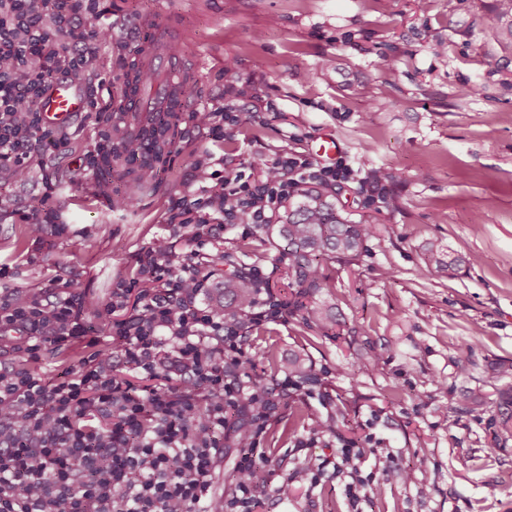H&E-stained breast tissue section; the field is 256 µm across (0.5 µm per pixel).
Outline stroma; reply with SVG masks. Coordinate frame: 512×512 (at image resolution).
I'll list each match as a JSON object with an SVG mask.
<instances>
[{"instance_id":"stroma-1","label":"stroma","mask_w":512,"mask_h":512,"mask_svg":"<svg viewBox=\"0 0 512 512\" xmlns=\"http://www.w3.org/2000/svg\"><path fill=\"white\" fill-rule=\"evenodd\" d=\"M493 3L168 0L197 64L188 86L197 107L231 105L252 112L251 123L217 144L180 117L151 180L136 183L141 162L122 156L103 188L97 174L76 171L96 133L74 116L57 161L63 224L39 246L25 225L0 221V289L109 300L116 283L137 280L143 249L171 242L169 204L204 147L235 172L260 157L316 154L332 136L353 166L392 174L394 204L363 207L353 186L337 197L345 215L379 231L354 262L324 265L329 286L313 300L331 307L334 334L308 338L285 316L244 342L251 379L283 378L261 361L268 349L283 363L306 358L318 379L316 396L291 394L307 413L296 438L260 440L274 481L307 474L269 498L267 512H512V430L502 426L512 417V376L501 374L512 366V53L483 25ZM154 5L112 0L98 21L108 47L96 74L111 78L112 97L140 44L135 20ZM475 85L479 94L468 95ZM129 194L132 205L113 211V199ZM430 242L473 261L452 278L426 274ZM284 245L264 230L225 227L224 266L262 267L287 299ZM91 354L78 340L42 349L31 366L54 377ZM370 357L376 366L360 371ZM328 420L334 433L320 429ZM368 420L378 442L364 452L369 482L355 505L349 475L330 461ZM308 436L314 446L297 448Z\"/></svg>"}]
</instances>
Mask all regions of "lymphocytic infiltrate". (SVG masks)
<instances>
[{"label":"lymphocytic infiltrate","mask_w":512,"mask_h":512,"mask_svg":"<svg viewBox=\"0 0 512 512\" xmlns=\"http://www.w3.org/2000/svg\"><path fill=\"white\" fill-rule=\"evenodd\" d=\"M102 0H0V181L37 174L38 202L9 216L35 242L58 233L52 166L35 156L64 154L65 137L49 139L42 109L52 85L75 82L98 130L82 168L112 147L118 114L103 84L89 77L104 34ZM358 182L364 206L385 203L379 175L358 177L346 158L326 165L295 152L251 162L249 172L224 173L196 162L167 222L179 246L139 257L147 288L113 289L109 302L52 292L20 300L0 293V341L25 356L0 363V512H262L265 494H283L270 468L256 465L260 437L273 411L255 383L232 373L241 364L248 325L282 317L269 291L253 301L248 323L224 316V227L249 234L279 223L302 186L339 188ZM122 319H115V312ZM93 313L115 350L100 348L83 321ZM87 339L95 352L82 366L48 378L30 370L42 347ZM143 379L134 388L130 377ZM252 420L240 444L239 477L216 497L214 474L224 454L228 410Z\"/></svg>","instance_id":"lymphocytic-infiltrate-1"}]
</instances>
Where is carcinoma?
<instances>
[{
    "label": "carcinoma",
    "instance_id": "obj_1",
    "mask_svg": "<svg viewBox=\"0 0 512 512\" xmlns=\"http://www.w3.org/2000/svg\"><path fill=\"white\" fill-rule=\"evenodd\" d=\"M484 24L504 47L512 50V0H495L484 17ZM141 71L142 66L138 62L130 65L125 74V91H138ZM278 233L286 241L284 255L288 258V278L296 288L288 309L300 313L302 326H315L326 333L334 325L332 317L323 308L308 302L315 292L328 287L322 261H354L366 241L376 233V227L344 215L332 201L330 192L311 190L301 192L289 204ZM430 253L432 265L426 268V272L437 276H454L462 265L474 260L472 256L462 255H450L445 260L435 245L430 247ZM262 287L264 284L253 280L243 268L224 276V316L236 318L247 312ZM288 373L301 382L313 380L311 366L301 358L288 363Z\"/></svg>",
    "mask_w": 512,
    "mask_h": 512
}]
</instances>
